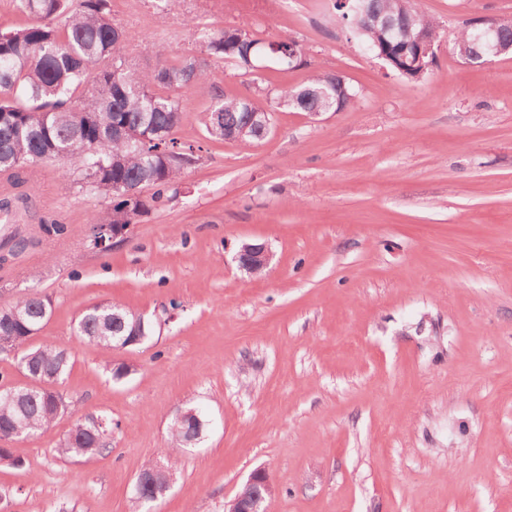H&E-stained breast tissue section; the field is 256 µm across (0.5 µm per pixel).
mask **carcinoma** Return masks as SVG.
Returning a JSON list of instances; mask_svg holds the SVG:
<instances>
[{
	"label": "carcinoma",
	"mask_w": 512,
	"mask_h": 512,
	"mask_svg": "<svg viewBox=\"0 0 512 512\" xmlns=\"http://www.w3.org/2000/svg\"><path fill=\"white\" fill-rule=\"evenodd\" d=\"M16 9L34 22L20 29L0 31V176L6 177L0 214H13L12 200L27 204L30 174L47 163L75 159L82 183L108 199L106 210L91 224H135L149 211L170 199L169 192L186 171L199 161L201 147L175 137L186 112L181 90L209 80L207 58L230 61L245 75H256L266 59L284 69L296 65L303 48L287 36L264 41L247 24L213 30L188 20L205 48L206 57L183 59L178 65L139 69L126 53V32L112 18L110 0H15ZM339 20L366 46L386 50L408 31L422 28L438 36L436 22L419 7L418 0H351L335 6ZM379 15L395 23L384 33L366 26L365 16ZM476 29L469 25L455 41V52L470 51L468 61L483 62V49H474ZM336 102V74L318 71L298 87L276 91L265 106L249 96L217 94L207 111V137L217 141L252 144L267 133L248 126L251 113L277 110L337 112L353 105L357 91ZM126 127L146 140L128 142L118 133ZM149 193L135 198L124 194L140 185ZM9 253L40 243L37 235L11 237ZM52 304L32 296L0 309V336L20 352L24 371L32 377L26 387L0 390V463L18 466L9 448L14 440L48 430L71 403L57 389L69 366L68 354L51 347L31 348L29 341L46 323ZM141 315L116 302H103L86 310L76 336L105 350L122 348ZM105 425L76 419L56 452L67 458L93 459L110 445L112 421ZM174 469L150 464L137 477L134 503L147 505L168 488Z\"/></svg>",
	"instance_id": "1"
}]
</instances>
